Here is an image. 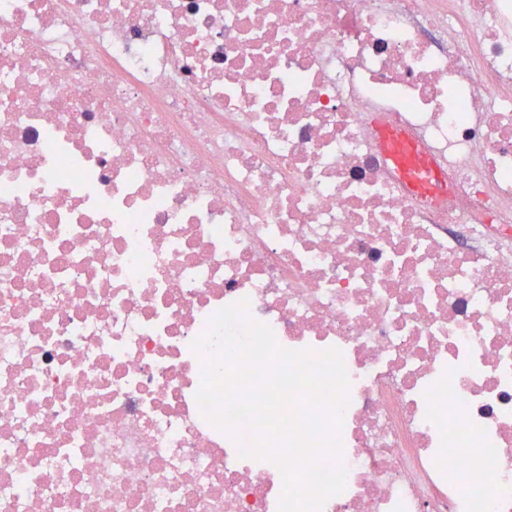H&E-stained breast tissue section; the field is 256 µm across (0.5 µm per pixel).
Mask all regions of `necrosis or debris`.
Returning a JSON list of instances; mask_svg holds the SVG:
<instances>
[{
    "label": "necrosis or debris",
    "mask_w": 512,
    "mask_h": 512,
    "mask_svg": "<svg viewBox=\"0 0 512 512\" xmlns=\"http://www.w3.org/2000/svg\"><path fill=\"white\" fill-rule=\"evenodd\" d=\"M241 300L342 355L323 512H512V0H0V512H278L195 399Z\"/></svg>",
    "instance_id": "necrosis-or-debris-1"
}]
</instances>
